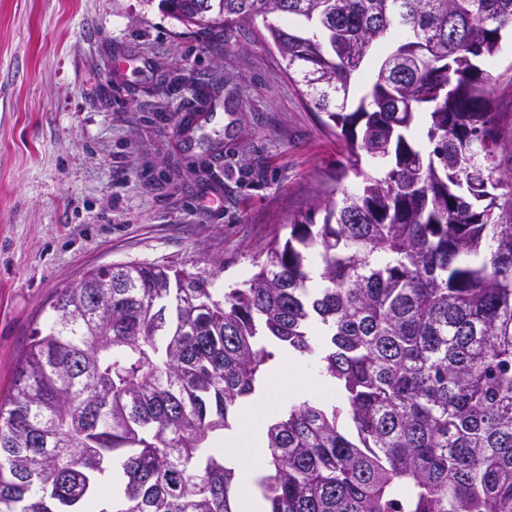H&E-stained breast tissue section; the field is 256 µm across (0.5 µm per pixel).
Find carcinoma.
<instances>
[{
	"label": "carcinoma",
	"instance_id": "cac0c4a2",
	"mask_svg": "<svg viewBox=\"0 0 512 512\" xmlns=\"http://www.w3.org/2000/svg\"><path fill=\"white\" fill-rule=\"evenodd\" d=\"M160 2L186 26L262 18L345 161L221 299L139 262L56 292L0 401V512H246L216 444L286 355L340 397L273 414L267 512H512V113L489 71L512 0Z\"/></svg>",
	"mask_w": 512,
	"mask_h": 512
}]
</instances>
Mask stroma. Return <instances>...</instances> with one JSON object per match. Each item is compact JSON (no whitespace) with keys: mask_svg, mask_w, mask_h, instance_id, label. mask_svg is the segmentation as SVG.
I'll list each match as a JSON object with an SVG mask.
<instances>
[{"mask_svg":"<svg viewBox=\"0 0 512 512\" xmlns=\"http://www.w3.org/2000/svg\"><path fill=\"white\" fill-rule=\"evenodd\" d=\"M262 28L187 27L159 0H0V400L57 289L146 262L224 292L334 185L344 146ZM215 68L223 89L193 93Z\"/></svg>","mask_w":512,"mask_h":512,"instance_id":"35a3bbf8","label":"stroma"}]
</instances>
